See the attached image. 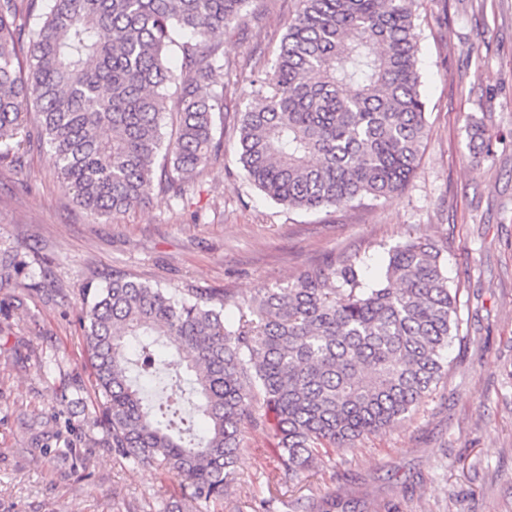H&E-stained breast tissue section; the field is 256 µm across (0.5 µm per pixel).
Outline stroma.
Segmentation results:
<instances>
[{
	"label": "stroma",
	"mask_w": 512,
	"mask_h": 512,
	"mask_svg": "<svg viewBox=\"0 0 512 512\" xmlns=\"http://www.w3.org/2000/svg\"><path fill=\"white\" fill-rule=\"evenodd\" d=\"M226 27L218 157L183 198L112 217L81 209L53 161L27 146L22 168L0 164V249L33 272L0 278V512H178L173 477L89 448L93 377L80 316L87 289L113 271L167 288L237 300L294 281L310 266L355 258L374 283L392 248L443 244L461 326L448 373L393 426L288 478L273 424L244 429L223 507L312 512L337 494L345 512H512V0H415L427 137L402 192L318 212L267 199L238 163L237 121L252 82L273 65L298 0H260ZM484 118L489 153L474 158L468 121Z\"/></svg>",
	"instance_id": "obj_1"
}]
</instances>
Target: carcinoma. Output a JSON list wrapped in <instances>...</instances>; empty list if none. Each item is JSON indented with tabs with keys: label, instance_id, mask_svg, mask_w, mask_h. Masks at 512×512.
Wrapping results in <instances>:
<instances>
[{
	"label": "carcinoma",
	"instance_id": "cac0c4a2",
	"mask_svg": "<svg viewBox=\"0 0 512 512\" xmlns=\"http://www.w3.org/2000/svg\"><path fill=\"white\" fill-rule=\"evenodd\" d=\"M250 2L0 0V163L22 167L34 106L39 145L82 209L124 213L149 200L156 180L183 196L221 148L213 129L224 92L201 96L224 87L216 35ZM413 2L299 0L240 115L239 163L275 203L321 210L404 188L427 137ZM468 127L481 156L484 120ZM442 254L408 240L372 286L356 261L331 260L242 301L112 274L81 315L92 447L178 479L193 512L224 504L256 396L273 414L274 451L290 476L393 425L431 395L458 337ZM0 269L31 273L9 250ZM229 305L239 311L231 326ZM184 380L196 423L182 415Z\"/></svg>",
	"mask_w": 512,
	"mask_h": 512
}]
</instances>
